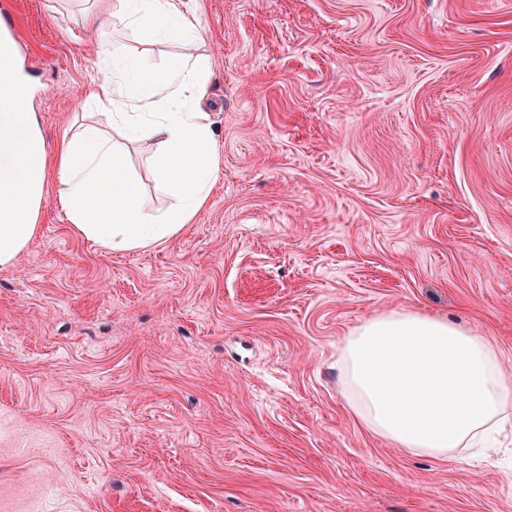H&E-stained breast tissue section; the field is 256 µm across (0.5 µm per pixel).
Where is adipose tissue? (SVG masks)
Masks as SVG:
<instances>
[{"label": "adipose tissue", "mask_w": 512, "mask_h": 512, "mask_svg": "<svg viewBox=\"0 0 512 512\" xmlns=\"http://www.w3.org/2000/svg\"><path fill=\"white\" fill-rule=\"evenodd\" d=\"M148 29L187 47L160 68L105 43L111 83L83 106L102 121L81 124L55 152L60 197L73 230L109 252L146 249L179 236L207 203L219 166L217 133L197 102L212 72L208 54L193 52L199 20L186 0H97L87 26ZM149 143L158 186L170 204L154 214L110 129ZM23 81L0 76V267L13 265L40 226L47 159ZM354 418L371 433L416 455L449 459L485 447L512 421V376L485 337L447 319L395 310L344 337L337 360Z\"/></svg>", "instance_id": "obj_1"}]
</instances>
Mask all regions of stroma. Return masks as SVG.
<instances>
[{
  "instance_id": "obj_1",
  "label": "stroma",
  "mask_w": 512,
  "mask_h": 512,
  "mask_svg": "<svg viewBox=\"0 0 512 512\" xmlns=\"http://www.w3.org/2000/svg\"><path fill=\"white\" fill-rule=\"evenodd\" d=\"M85 0H0L48 144L109 75ZM213 59L208 205L110 253L49 177L0 268V512H512L483 459L367 432L336 358L401 309L496 344L512 374V0H190ZM157 65L182 45L115 27ZM163 212L149 148L123 142Z\"/></svg>"
}]
</instances>
